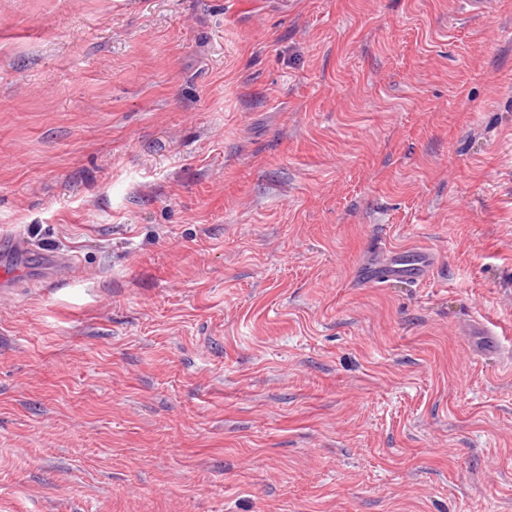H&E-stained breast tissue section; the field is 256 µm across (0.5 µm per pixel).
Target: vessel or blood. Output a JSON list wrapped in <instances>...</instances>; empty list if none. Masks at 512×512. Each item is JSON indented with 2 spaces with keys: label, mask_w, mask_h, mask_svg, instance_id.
I'll list each match as a JSON object with an SVG mask.
<instances>
[{
  "label": "vessel or blood",
  "mask_w": 512,
  "mask_h": 512,
  "mask_svg": "<svg viewBox=\"0 0 512 512\" xmlns=\"http://www.w3.org/2000/svg\"><path fill=\"white\" fill-rule=\"evenodd\" d=\"M435 260L418 249H375L372 258L358 267L355 278L365 287L391 282L418 284L430 277ZM81 264L75 253L36 247L24 232L0 234V290L20 284L67 286L77 281Z\"/></svg>",
  "instance_id": "b4317fda"
}]
</instances>
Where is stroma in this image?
<instances>
[{"instance_id": "35a3bbf8", "label": "stroma", "mask_w": 512, "mask_h": 512, "mask_svg": "<svg viewBox=\"0 0 512 512\" xmlns=\"http://www.w3.org/2000/svg\"><path fill=\"white\" fill-rule=\"evenodd\" d=\"M2 230L0 512H512V0H0ZM31 258L34 263L29 262ZM80 274L81 264L75 253L36 248L21 231L0 234L1 292L11 291L22 283L67 286L77 281ZM435 260L418 249H382L376 247L372 258L358 267L355 278L365 287H380L391 282L412 285L430 277Z\"/></svg>"}]
</instances>
